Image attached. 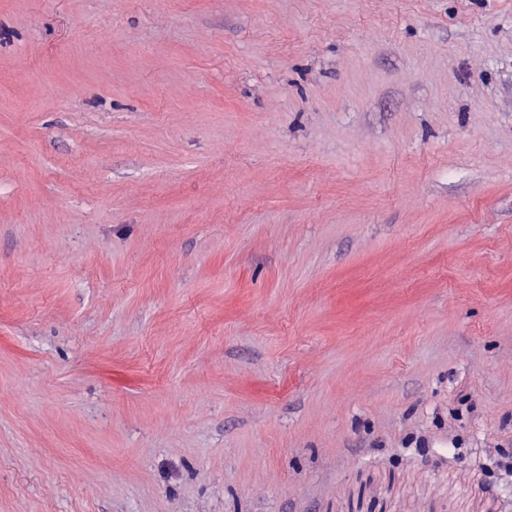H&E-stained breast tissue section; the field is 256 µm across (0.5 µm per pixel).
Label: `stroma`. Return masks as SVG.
Here are the masks:
<instances>
[{
  "instance_id": "obj_1",
  "label": "stroma",
  "mask_w": 512,
  "mask_h": 512,
  "mask_svg": "<svg viewBox=\"0 0 512 512\" xmlns=\"http://www.w3.org/2000/svg\"><path fill=\"white\" fill-rule=\"evenodd\" d=\"M512 0H0V512H512Z\"/></svg>"
}]
</instances>
